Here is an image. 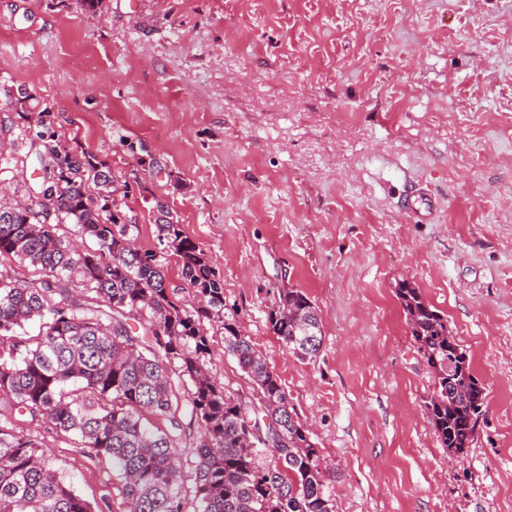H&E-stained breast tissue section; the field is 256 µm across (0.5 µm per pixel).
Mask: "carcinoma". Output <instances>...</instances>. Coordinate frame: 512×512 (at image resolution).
Wrapping results in <instances>:
<instances>
[{
	"mask_svg": "<svg viewBox=\"0 0 512 512\" xmlns=\"http://www.w3.org/2000/svg\"><path fill=\"white\" fill-rule=\"evenodd\" d=\"M0 136L14 125L35 130L28 154L41 172L34 199L0 198V258L39 271L20 279L0 271V512H94L38 440L5 426L15 412L76 435L91 460L109 458L123 480L126 512H183L178 448L195 441L197 512H335L308 431L279 376L224 312V280L183 232L166 203L158 246L142 248L124 222L109 166L78 143L56 139L51 112L35 94L7 96ZM97 197L87 193L89 183ZM72 224L96 248L80 252L59 234ZM179 260L194 291L175 297L166 257ZM397 296L411 336L433 375L426 411L446 448L467 450L484 414V388L448 320L402 281ZM273 333L297 358L318 355L322 329L307 295L291 288L267 314ZM39 322L23 341L18 330ZM139 329H134V324ZM247 374L260 424L207 368L209 329ZM276 459L260 464L263 453Z\"/></svg>",
	"mask_w": 512,
	"mask_h": 512,
	"instance_id": "1",
	"label": "carcinoma"
}]
</instances>
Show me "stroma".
<instances>
[{
  "mask_svg": "<svg viewBox=\"0 0 512 512\" xmlns=\"http://www.w3.org/2000/svg\"><path fill=\"white\" fill-rule=\"evenodd\" d=\"M34 88L62 140L106 161L156 243L167 203L224 305L281 379L335 512H512V0H0V102ZM0 186L36 183L14 128ZM420 288L485 388L450 458L396 294ZM297 288L322 326L300 360L268 311ZM208 367L252 403L210 336ZM95 512H125L111 460L26 414Z\"/></svg>",
  "mask_w": 512,
  "mask_h": 512,
  "instance_id": "obj_1",
  "label": "stroma"
}]
</instances>
